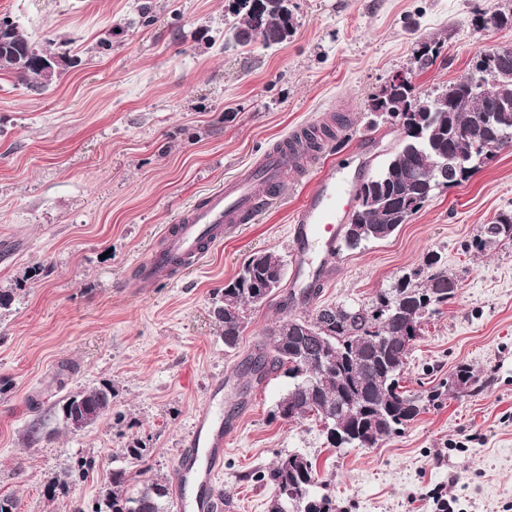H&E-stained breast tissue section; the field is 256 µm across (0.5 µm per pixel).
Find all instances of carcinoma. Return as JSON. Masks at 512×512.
I'll return each mask as SVG.
<instances>
[{
    "mask_svg": "<svg viewBox=\"0 0 512 512\" xmlns=\"http://www.w3.org/2000/svg\"><path fill=\"white\" fill-rule=\"evenodd\" d=\"M253 2L233 0L232 12L241 17L235 30L254 29L267 44L283 42L291 27V17L284 14L283 4L280 0H261L262 8L258 10ZM475 14L495 28L512 27L511 13L479 8ZM2 28L12 33L17 56L9 65H0V74H10L37 89L50 85L61 70L48 75L40 69L39 60L51 52L32 43L7 16L0 17ZM436 96L442 99L440 104L418 111L413 121L403 125L404 138L399 148L372 177L368 202L344 232L345 248L355 250L367 242L384 240L406 223L410 214L418 212L435 189L414 179V174L426 169L438 156L448 159L444 175L455 186L475 174L473 170L460 171L451 161L474 148L473 140L458 136L457 131L466 127L476 138L488 136L485 114L493 98L475 99L468 110L460 112L446 103L448 87ZM508 226L512 227V212L498 215L484 225L483 237L475 247L504 240ZM249 264L251 275H239L225 284L221 300L213 307V315L222 327L224 346L230 350L240 343L252 300L265 290L266 280L283 267L281 259L269 252L253 254ZM426 267L425 271L419 269L398 279L368 306L318 308L307 319L310 329L316 332L314 337L301 332L291 320L283 321L271 347L259 349L247 366L258 382L272 373L289 379L288 391L276 404L273 416L284 421L312 416L323 422L338 405L354 408V415L344 421L341 430L326 432L334 448H371L414 420L420 413L419 401L399 391V378L417 339L410 319L417 311L426 313L433 305L453 299L458 290L457 278L443 268L440 256L428 259ZM322 353L331 359V366L320 371L314 360ZM114 397L110 383L70 396L62 407L65 423L88 409L98 410L96 418L103 417L112 410ZM92 466L93 460L80 458L63 478L49 486L66 487L75 478H84ZM139 475L138 470L112 471L110 483L95 501V507L87 511L80 506L75 512H168L171 488L166 481H144L134 492H128V485ZM257 480L271 483L279 491L269 512H290L298 498L305 500V512H336V502L327 494L317 493L316 465L302 454L279 458L260 472Z\"/></svg>",
    "mask_w": 512,
    "mask_h": 512,
    "instance_id": "cac0c4a2",
    "label": "carcinoma"
}]
</instances>
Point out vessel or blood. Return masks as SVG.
<instances>
[{
	"label": "vessel or blood",
	"mask_w": 512,
	"mask_h": 512,
	"mask_svg": "<svg viewBox=\"0 0 512 512\" xmlns=\"http://www.w3.org/2000/svg\"><path fill=\"white\" fill-rule=\"evenodd\" d=\"M298 165L290 144H281L192 207L166 233V249L180 260L181 271L195 267L224 233L255 220L277 198L284 174L297 172ZM349 185L342 163H324L297 207L293 216V284L309 277L311 255L317 247L329 249L335 244L349 203ZM233 430V423L223 422L210 408L195 413L175 472L177 512H222L223 501L217 494H205L204 489L223 468L224 448Z\"/></svg>",
	"instance_id": "obj_1"
}]
</instances>
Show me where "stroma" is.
<instances>
[{
  "instance_id": "stroma-1",
  "label": "stroma",
  "mask_w": 512,
  "mask_h": 512,
  "mask_svg": "<svg viewBox=\"0 0 512 512\" xmlns=\"http://www.w3.org/2000/svg\"><path fill=\"white\" fill-rule=\"evenodd\" d=\"M229 0H0L31 40L76 61L46 90L0 75V496L17 512L93 503L124 448L145 442L144 479L173 480L192 416L216 381L237 423L214 488L229 512H268L274 486L256 473L300 452L316 462L340 512H512V243L472 249L484 224L512 211V147L468 181L434 195L391 237L313 255L325 276L312 302L280 311L290 291L248 312L224 349L213 297L250 256L291 263L292 215L312 175L291 174L252 224L185 274L142 277L163 233L226 178L298 128L332 130V152L375 175L400 130L369 110L392 75L418 96L467 74L482 53L512 48V28H477L475 8L512 0H290L294 32L275 46L225 45ZM149 9L152 24L141 18ZM443 45L419 70L421 43ZM441 255L459 288L422 325L400 384L421 412L374 448H332L320 423L273 417L281 375L258 382L246 361L282 317L323 305H368L400 276ZM473 382L451 388L459 367ZM109 382L112 411L80 431L64 399ZM83 480L46 497L77 458Z\"/></svg>"
}]
</instances>
